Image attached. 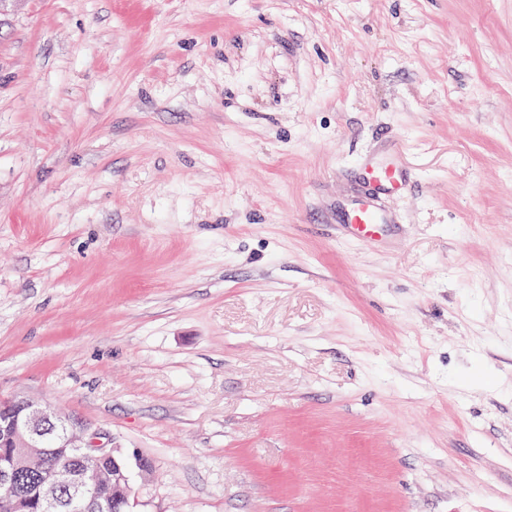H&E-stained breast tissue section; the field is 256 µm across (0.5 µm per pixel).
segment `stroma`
Instances as JSON below:
<instances>
[{
	"label": "stroma",
	"mask_w": 512,
	"mask_h": 512,
	"mask_svg": "<svg viewBox=\"0 0 512 512\" xmlns=\"http://www.w3.org/2000/svg\"><path fill=\"white\" fill-rule=\"evenodd\" d=\"M19 395L132 512H512V0H0ZM364 184L363 199L347 209L339 217L344 231L363 243H373L378 238L383 224H390L387 215L380 209L378 202L388 194L403 195L408 190L405 173L395 161L379 164L365 159L360 166Z\"/></svg>",
	"instance_id": "1"
}]
</instances>
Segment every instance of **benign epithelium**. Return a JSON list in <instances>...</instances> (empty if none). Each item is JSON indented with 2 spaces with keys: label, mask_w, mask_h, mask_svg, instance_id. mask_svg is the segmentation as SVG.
Here are the masks:
<instances>
[{
  "label": "benign epithelium",
  "mask_w": 512,
  "mask_h": 512,
  "mask_svg": "<svg viewBox=\"0 0 512 512\" xmlns=\"http://www.w3.org/2000/svg\"><path fill=\"white\" fill-rule=\"evenodd\" d=\"M4 410L7 414L0 426V434L10 447L17 450V455L0 467V486L10 487L18 459H43L46 454L44 436L58 431L62 447L73 449L77 456L76 464H58L46 471L39 501L41 512H59L61 501L56 491L62 486L69 488L72 505L93 506L101 512L105 508L104 501L88 480V475L101 458L113 451L104 442L102 433L90 430L79 421L61 417L23 397L0 403V412Z\"/></svg>",
  "instance_id": "obj_1"
}]
</instances>
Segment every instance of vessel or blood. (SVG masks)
I'll return each mask as SVG.
<instances>
[{
  "instance_id": "b4317fda",
  "label": "vessel or blood",
  "mask_w": 512,
  "mask_h": 512,
  "mask_svg": "<svg viewBox=\"0 0 512 512\" xmlns=\"http://www.w3.org/2000/svg\"><path fill=\"white\" fill-rule=\"evenodd\" d=\"M364 184L363 199L347 209L340 218L344 231L363 243L376 241L387 215L380 209L378 202L388 194H405L408 181L397 162L380 164L364 160L360 166Z\"/></svg>"
}]
</instances>
